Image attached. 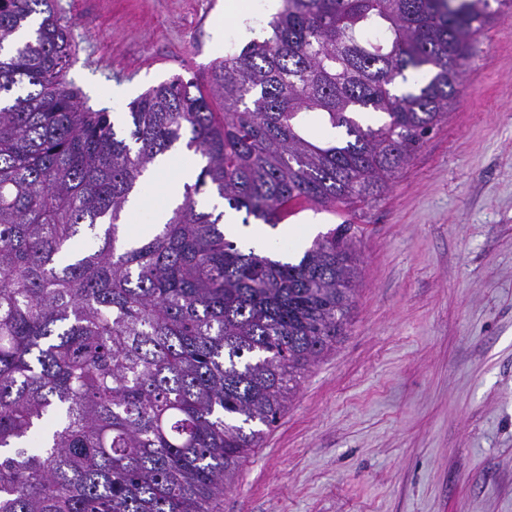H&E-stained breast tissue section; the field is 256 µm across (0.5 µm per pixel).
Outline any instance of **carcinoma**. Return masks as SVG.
<instances>
[{"instance_id": "carcinoma-1", "label": "carcinoma", "mask_w": 512, "mask_h": 512, "mask_svg": "<svg viewBox=\"0 0 512 512\" xmlns=\"http://www.w3.org/2000/svg\"><path fill=\"white\" fill-rule=\"evenodd\" d=\"M511 10L282 0L209 87L148 89L123 133L61 80L55 0H0V512H220L258 425L343 335L357 258L349 224L296 263L244 252L198 197L272 229L379 197ZM364 111L387 120L365 128ZM181 141L205 164L166 223L128 238L129 197Z\"/></svg>"}]
</instances>
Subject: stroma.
I'll return each instance as SVG.
<instances>
[{"label":"stroma","instance_id":"stroma-1","mask_svg":"<svg viewBox=\"0 0 512 512\" xmlns=\"http://www.w3.org/2000/svg\"><path fill=\"white\" fill-rule=\"evenodd\" d=\"M64 80L123 122L174 76L209 81L225 43L259 33L227 0H57ZM353 226L343 336L224 493L223 512H512V18L483 29L457 102L374 200L301 209Z\"/></svg>","mask_w":512,"mask_h":512}]
</instances>
